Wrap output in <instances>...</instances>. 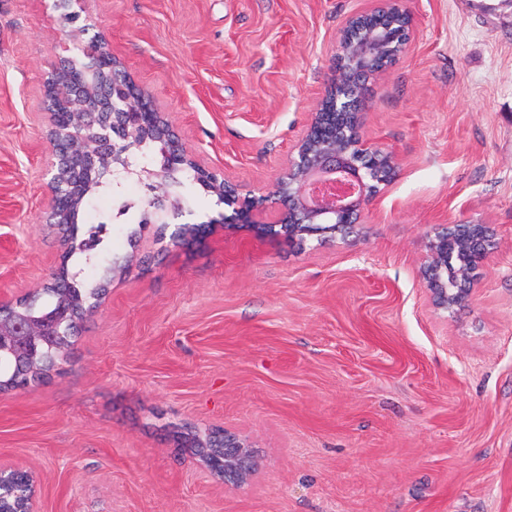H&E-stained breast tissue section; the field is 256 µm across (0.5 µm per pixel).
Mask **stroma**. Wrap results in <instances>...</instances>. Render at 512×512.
Wrapping results in <instances>:
<instances>
[{
    "label": "stroma",
    "mask_w": 512,
    "mask_h": 512,
    "mask_svg": "<svg viewBox=\"0 0 512 512\" xmlns=\"http://www.w3.org/2000/svg\"><path fill=\"white\" fill-rule=\"evenodd\" d=\"M375 0H0V302L47 286L64 247L49 200L44 79L101 21L201 164L271 190L330 79L336 39ZM409 49L369 82L368 142L397 168L359 224L305 247L240 227L172 246L163 225L224 212L179 173L159 224L147 179L94 199L117 272L41 382L0 394V470L35 512H512V0H405ZM133 203L139 221L120 215ZM442 224L496 247L472 302L422 276ZM254 451L224 483L185 437Z\"/></svg>",
    "instance_id": "35a3bbf8"
}]
</instances>
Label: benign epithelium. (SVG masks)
I'll return each mask as SVG.
<instances>
[{
	"label": "benign epithelium",
	"instance_id": "7a95c632",
	"mask_svg": "<svg viewBox=\"0 0 512 512\" xmlns=\"http://www.w3.org/2000/svg\"><path fill=\"white\" fill-rule=\"evenodd\" d=\"M359 18L361 15L357 14L348 19L346 31L336 43L332 84L338 83L346 72H363L364 64L370 59L385 57L395 62L412 42L415 27L412 21L403 31L388 28L354 40L348 37V31ZM83 52L95 67L110 72L112 81L102 85L98 99L90 105L82 94L85 69L64 60L51 67L45 82L53 145L49 168L51 197L46 216L48 223L51 215L68 206L82 185L76 180L60 183L57 170L61 159L82 160L90 153L83 126L75 122L78 113L91 110L99 115H112V125H102L97 133L99 148L105 155L117 150L122 154L129 152L130 147L123 146L122 142L129 140L130 133L162 117L148 95L112 55L110 42L104 33H99L85 44ZM329 116L330 113L324 111V103H319L317 112L296 145V156L289 160L278 176L273 191L259 197L251 193L242 194L237 185L201 167L183 147L169 121L163 120L162 139L169 171L180 170L187 162L193 164L194 176H203L221 186L219 202L232 208L229 215L222 214L205 224L195 225V235H204L215 224L226 228L240 224L258 234L275 235L277 227L285 225L288 227V239L303 246L310 239L321 238L329 230L338 232L357 223L366 206L379 193V186L391 179L396 158L393 152L363 138L356 112L353 113L354 127L349 141L317 152L304 151V142L313 132L322 129ZM270 203L281 205L272 223L263 219ZM472 227L478 228L479 234L469 242V246L462 248L460 265L454 271V283L459 285L457 289L448 287V263L452 262L457 249V237L439 233L429 244V261L424 271L427 288L434 304L450 313L469 302L473 292L469 287L472 273L495 248L493 233L485 224H458L455 229L463 231ZM69 321V310L62 306L20 315L1 314L0 359L35 363L51 339L63 335ZM219 448L224 481L243 482L253 468L251 446L226 432Z\"/></svg>",
	"mask_w": 512,
	"mask_h": 512
}]
</instances>
